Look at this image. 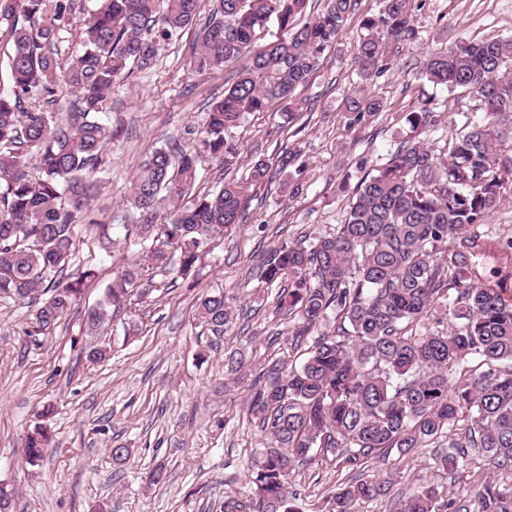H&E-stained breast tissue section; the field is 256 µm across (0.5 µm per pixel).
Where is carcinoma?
<instances>
[{
  "mask_svg": "<svg viewBox=\"0 0 512 512\" xmlns=\"http://www.w3.org/2000/svg\"><path fill=\"white\" fill-rule=\"evenodd\" d=\"M199 49L188 61L193 74L241 62V70L210 105L199 132L204 151L229 159L236 144L225 131L271 100L301 109L296 90L309 83L321 59L336 51L352 0H326L323 10L296 23L308 0H212ZM200 0H0V25L12 52L8 84L0 89V300L45 298L28 310L30 336L68 313L90 270L63 277L75 255L77 214L93 197L104 171L112 128L99 120L112 85L132 68L150 67L160 47L190 27ZM419 0H379L362 19L365 33L351 52L368 81L383 71L389 50L416 37ZM271 33L259 51L256 39ZM78 31L81 52L67 65L55 57L63 31ZM433 85L466 93L479 118L467 120L442 156L421 141H405L356 188L336 231L283 242L261 266L277 292V311L296 321L292 344L307 346L296 366L274 362L253 384L252 413L270 443L249 476L251 494L224 501V512H300L288 491L298 464L341 456L358 471L379 452L407 456L443 432H456L435 468L454 472L474 450L512 471V299L490 288L478 270L485 218L512 179V39L442 45L423 69ZM66 103L67 118L30 105ZM377 99L351 97L347 111L379 112ZM411 130L436 125L433 110L407 114ZM37 176L31 178L26 169ZM271 166L258 160L249 174L224 181L210 196L190 198L198 178L196 156L155 150L139 168L126 202L153 214L158 224H132L151 267L186 279L215 239L242 221L252 186ZM145 267L129 263L105 301L88 311L97 327L130 310L131 297L149 294ZM448 305L450 323L425 326ZM335 314L334 326L315 332ZM198 317L221 336L228 319L224 294L200 298ZM49 434L27 435V460L41 457ZM386 479L355 475L340 483L327 512H350L357 501L386 496ZM397 512H512V485L483 480L473 493L451 496L420 483L401 495Z\"/></svg>",
  "mask_w": 512,
  "mask_h": 512,
  "instance_id": "carcinoma-1",
  "label": "carcinoma"
}]
</instances>
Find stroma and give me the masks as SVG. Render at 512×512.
Masks as SVG:
<instances>
[{
	"instance_id": "obj_1",
	"label": "stroma",
	"mask_w": 512,
	"mask_h": 512,
	"mask_svg": "<svg viewBox=\"0 0 512 512\" xmlns=\"http://www.w3.org/2000/svg\"><path fill=\"white\" fill-rule=\"evenodd\" d=\"M377 5L378 0H357L338 52L324 57L310 82L297 90L303 111L287 113L274 100L227 131L239 149L228 163L203 152L198 133L211 102L236 80L239 67L189 74L194 30L164 45L151 69L113 86L100 118L120 135L107 148L110 166L88 205L92 215L110 224V236L80 225L66 271L72 277L91 268L96 278L71 310L38 336L25 333L27 305L0 301V481L13 492L11 512H223L225 499L248 493L246 475L268 443L249 412L251 385L268 359L299 358L288 344L292 322L275 312L278 289L260 277L264 258L281 242L334 232L360 178L410 138L405 115L420 104L440 116L421 141L447 153L476 110L474 100L433 86L421 74L427 53L441 39L454 44L512 37V0H422L416 38L367 84L349 51L362 34L361 19ZM358 93L380 99L384 110L359 117L348 112V98ZM160 148L196 155L194 191L202 196L244 175L253 161L273 163L292 151L296 190L285 191L279 173L252 187L244 223L210 245L192 281L151 270V294L133 302L130 313L91 330L88 310L103 300L120 266L142 257L137 240L126 234L123 195L141 163ZM485 229L480 265L490 272L491 283L512 297V253L497 245L512 237V182L504 184ZM218 289L229 311L220 337L196 311L198 297ZM94 347L107 348L104 361L87 360ZM237 352L251 365L235 372L229 359ZM41 424L50 442L30 464L25 440ZM118 445L130 449L128 460H113L111 450ZM447 448L443 436L410 456L372 459L366 477L391 479L393 491L357 503L355 512H394L399 494L422 482L460 495L475 478L512 483L511 472L478 454L460 473L437 470L433 458ZM159 467L165 482L150 484ZM347 474L335 460L300 465L290 474L288 489L307 512H320Z\"/></svg>"
}]
</instances>
